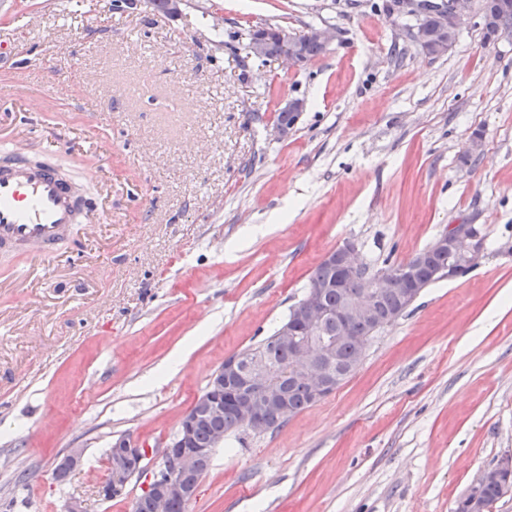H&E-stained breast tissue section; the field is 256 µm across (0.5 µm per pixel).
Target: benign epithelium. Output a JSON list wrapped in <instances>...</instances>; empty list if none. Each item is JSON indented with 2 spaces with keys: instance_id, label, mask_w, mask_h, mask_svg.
Instances as JSON below:
<instances>
[{
  "instance_id": "7a95c632",
  "label": "benign epithelium",
  "mask_w": 512,
  "mask_h": 512,
  "mask_svg": "<svg viewBox=\"0 0 512 512\" xmlns=\"http://www.w3.org/2000/svg\"><path fill=\"white\" fill-rule=\"evenodd\" d=\"M474 0H395L396 11L421 17L427 12L440 15L448 29L457 31L464 24ZM277 36L280 49L275 59L290 66L306 63L299 38L285 28H278ZM414 39L431 55H443L450 44L438 34L416 26ZM248 49L252 56L265 59L269 56L270 41L267 28L255 27L250 30ZM480 235L475 224H454L448 231L441 233L435 240L436 248L448 251V257L459 267H448L438 273L439 279H456L461 268L474 269L483 257L479 245ZM324 260L337 269L339 280H356L364 284V290L350 297L336 313H329L321 304L320 288L316 284L308 287L301 300L293 306L297 328H283L278 332L280 341L293 352L291 371L304 382L318 402L336 391L342 374H331L328 365L333 361L334 346L319 343L313 336L330 321L336 322V333L344 335L350 331L353 320H372L376 317V302L386 290L397 292L406 298L413 291V281L406 271L370 272L357 245L346 241L329 252ZM276 370L263 364H244L232 355L212 375L202 410L187 412L181 421L177 434L165 443L162 449L163 467L151 474L145 493L154 500L156 512H168L171 502L177 500L188 504L197 494L198 488L187 487L177 480V474L195 467L210 453L208 448H191L192 428L196 422L206 416L221 413L224 407V389L228 384L236 383L248 390L247 395L235 400L239 415V429L253 434H264L271 424L267 411L273 410L278 418L288 417V400L276 383ZM145 460L141 447L129 437H120L111 445L108 458L110 476L99 487V495L105 500L123 493L129 479L135 475L132 471L134 457ZM496 483L506 493L512 492V458L505 456L496 465L482 471L473 483L460 496L462 504H468L487 512L485 504L478 502L480 489Z\"/></svg>"
}]
</instances>
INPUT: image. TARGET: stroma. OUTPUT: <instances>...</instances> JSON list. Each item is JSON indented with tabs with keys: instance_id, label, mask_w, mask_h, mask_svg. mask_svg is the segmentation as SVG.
<instances>
[{
	"instance_id": "35a3bbf8",
	"label": "stroma",
	"mask_w": 512,
	"mask_h": 512,
	"mask_svg": "<svg viewBox=\"0 0 512 512\" xmlns=\"http://www.w3.org/2000/svg\"><path fill=\"white\" fill-rule=\"evenodd\" d=\"M391 2L183 0L170 17L0 0V74L49 88L0 128L33 158L66 130L53 162L111 215L48 259L0 249V512H133L147 476L98 495L113 439L158 469L212 374L286 321L327 252L350 240L386 268L454 224L481 225L479 266L425 288L331 396L227 435L186 512H453L512 454V38L486 39L475 9L432 56ZM264 25L334 38L292 68L249 53Z\"/></svg>"
}]
</instances>
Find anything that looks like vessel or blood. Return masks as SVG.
I'll use <instances>...</instances> for the list:
<instances>
[{
    "label": "vessel or blood",
    "mask_w": 512,
    "mask_h": 512,
    "mask_svg": "<svg viewBox=\"0 0 512 512\" xmlns=\"http://www.w3.org/2000/svg\"><path fill=\"white\" fill-rule=\"evenodd\" d=\"M93 209L52 160H31L18 148L0 159V247L51 257Z\"/></svg>",
    "instance_id": "b4317fda"
}]
</instances>
